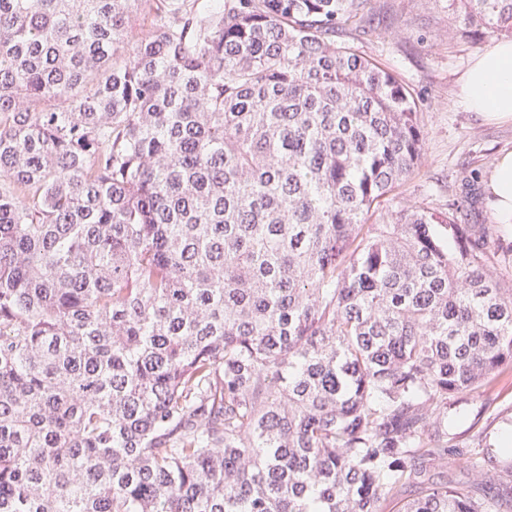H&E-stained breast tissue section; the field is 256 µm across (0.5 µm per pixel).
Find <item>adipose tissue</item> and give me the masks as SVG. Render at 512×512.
I'll use <instances>...</instances> for the list:
<instances>
[{"mask_svg":"<svg viewBox=\"0 0 512 512\" xmlns=\"http://www.w3.org/2000/svg\"><path fill=\"white\" fill-rule=\"evenodd\" d=\"M467 106L490 120L512 119V39L493 42L466 71L463 81ZM490 189L495 221L512 224V155L499 158Z\"/></svg>","mask_w":512,"mask_h":512,"instance_id":"1","label":"adipose tissue"}]
</instances>
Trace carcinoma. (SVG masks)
<instances>
[{"instance_id": "obj_1", "label": "carcinoma", "mask_w": 512, "mask_h": 512, "mask_svg": "<svg viewBox=\"0 0 512 512\" xmlns=\"http://www.w3.org/2000/svg\"><path fill=\"white\" fill-rule=\"evenodd\" d=\"M369 0H0V512H503L416 467L512 366ZM512 37V0H448Z\"/></svg>"}]
</instances>
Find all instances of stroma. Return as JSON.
<instances>
[{
  "instance_id": "stroma-1",
  "label": "stroma",
  "mask_w": 512,
  "mask_h": 512,
  "mask_svg": "<svg viewBox=\"0 0 512 512\" xmlns=\"http://www.w3.org/2000/svg\"><path fill=\"white\" fill-rule=\"evenodd\" d=\"M363 28L350 32L358 51L391 72L412 93L426 133L423 163L400 189L402 196L444 210L465 199L464 218L491 231L498 246L494 273L512 284V224L494 220L488 183L497 158L512 153V120H489L468 108L460 81L490 43L459 31L448 0H370ZM454 419L445 445L482 456L512 420V369L483 391L448 400Z\"/></svg>"
}]
</instances>
